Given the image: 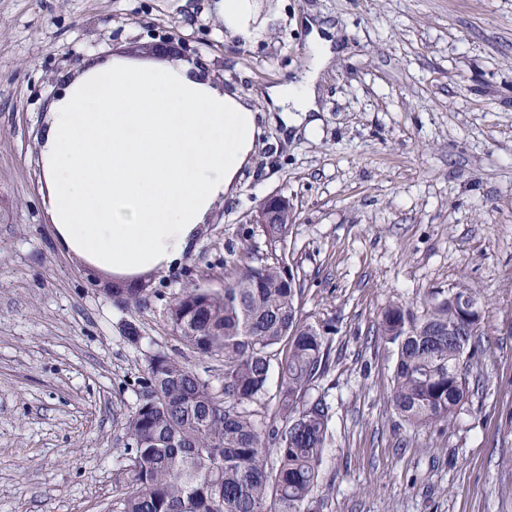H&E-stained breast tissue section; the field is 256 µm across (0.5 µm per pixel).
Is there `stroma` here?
<instances>
[{"label":"stroma","instance_id":"35a3bbf8","mask_svg":"<svg viewBox=\"0 0 512 512\" xmlns=\"http://www.w3.org/2000/svg\"><path fill=\"white\" fill-rule=\"evenodd\" d=\"M216 4L0 0V512H117L123 423L150 357L177 346L167 309L182 289L221 290L239 248L270 256L253 218L273 196L290 202L280 252L301 318L329 347L314 512H512V0H260L278 20L248 45ZM312 21L340 34L318 77L320 134L266 122L194 249L141 277L140 304H118L115 277L50 222L41 134L60 75L150 59L168 37L263 111L258 90L307 70ZM451 288L481 302L473 392L451 423L412 429L390 402L396 353L378 320Z\"/></svg>","mask_w":512,"mask_h":512}]
</instances>
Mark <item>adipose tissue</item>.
<instances>
[{
  "label": "adipose tissue",
  "mask_w": 512,
  "mask_h": 512,
  "mask_svg": "<svg viewBox=\"0 0 512 512\" xmlns=\"http://www.w3.org/2000/svg\"><path fill=\"white\" fill-rule=\"evenodd\" d=\"M216 11L225 34L245 44L277 20L259 16L257 0H218ZM333 44L311 24L308 70L264 95L309 136L321 129L316 78ZM262 118L192 61L86 63L52 102L43 134L42 175L59 243L116 276L170 270L232 194Z\"/></svg>",
  "instance_id": "1"
}]
</instances>
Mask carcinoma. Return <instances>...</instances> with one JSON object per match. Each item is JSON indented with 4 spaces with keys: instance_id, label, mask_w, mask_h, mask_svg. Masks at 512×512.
<instances>
[{
    "instance_id": "obj_1",
    "label": "carcinoma",
    "mask_w": 512,
    "mask_h": 512,
    "mask_svg": "<svg viewBox=\"0 0 512 512\" xmlns=\"http://www.w3.org/2000/svg\"><path fill=\"white\" fill-rule=\"evenodd\" d=\"M291 220L284 210L262 225L270 244L286 241ZM300 293L279 259L258 261L244 246L223 291L195 286L174 298L167 317L183 350L223 360L224 377L216 390L174 355L150 358L124 422L119 512H311L331 407L313 393L325 336L299 317ZM450 296L431 292L420 315L390 304L378 322L397 351L392 405L413 429L448 423L470 395L458 369L474 333L448 335L460 320ZM274 371L276 401L260 419L250 406L265 404Z\"/></svg>"
}]
</instances>
